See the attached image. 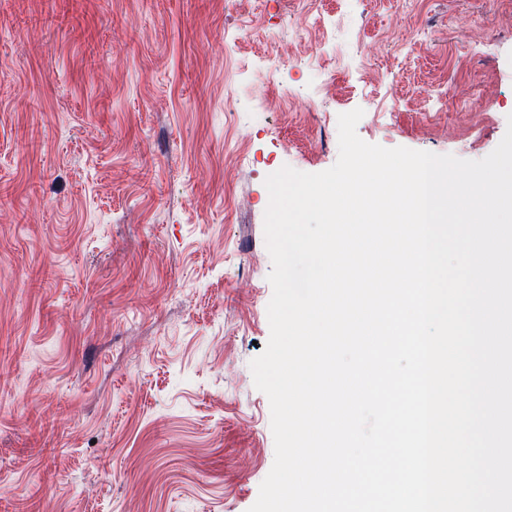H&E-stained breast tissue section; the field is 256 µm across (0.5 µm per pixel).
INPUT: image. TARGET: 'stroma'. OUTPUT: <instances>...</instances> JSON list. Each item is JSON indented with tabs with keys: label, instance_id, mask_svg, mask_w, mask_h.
<instances>
[{
	"label": "stroma",
	"instance_id": "35a3bbf8",
	"mask_svg": "<svg viewBox=\"0 0 512 512\" xmlns=\"http://www.w3.org/2000/svg\"><path fill=\"white\" fill-rule=\"evenodd\" d=\"M489 155L512 0H0V512H248L265 179Z\"/></svg>",
	"mask_w": 512,
	"mask_h": 512
}]
</instances>
